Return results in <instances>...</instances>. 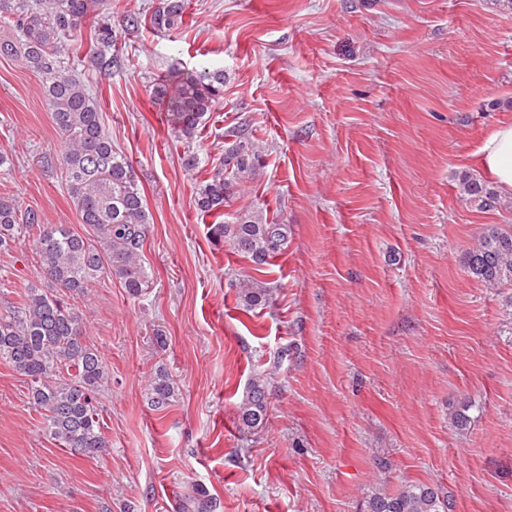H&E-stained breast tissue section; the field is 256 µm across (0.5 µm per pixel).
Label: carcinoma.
<instances>
[{"label": "carcinoma", "mask_w": 512, "mask_h": 512, "mask_svg": "<svg viewBox=\"0 0 512 512\" xmlns=\"http://www.w3.org/2000/svg\"><path fill=\"white\" fill-rule=\"evenodd\" d=\"M112 0H0V28L13 37L0 38V57H16L45 76V99L63 139L61 164L67 190L79 210V221L90 232L70 224H44L33 208H22L13 197H0V250L31 240L49 288L32 287L21 300L0 314V362L29 378L32 405L41 414L46 433L71 454L92 457L106 450L98 395L108 384L109 369L98 348L85 339L83 318L73 300L88 295L104 278L121 280L127 294L139 299L149 293L151 277L141 264L150 223L131 167L112 148L102 124L97 97L70 64L69 50L94 28L89 59L100 70L112 68ZM185 0H160L151 14L158 30L177 25ZM224 75L206 70L184 78L169 96L164 86L156 96L169 97L172 134L187 143L183 165L192 171L199 158L191 141L197 126L222 97ZM259 155L240 136L199 183L195 203L207 214L224 216L234 187L254 177ZM466 200L483 210L494 209L498 194L469 172L458 176ZM213 240L227 242L256 268L269 262L288 242V225L261 222L244 213L226 224L210 226ZM468 273L497 288L512 284V231L496 226L483 229L477 243L463 255ZM238 296L249 308L269 303L272 289L255 278L239 282ZM268 377L255 375L238 406V420L247 430L261 428L269 399ZM175 396L173 380L158 370L148 385L147 400L164 409ZM181 512H215L212 498L201 491L180 504ZM365 512H448V501L427 485H409L390 494L375 493Z\"/></svg>", "instance_id": "cac0c4a2"}]
</instances>
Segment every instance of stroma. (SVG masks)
I'll use <instances>...</instances> for the list:
<instances>
[{
    "instance_id": "obj_1",
    "label": "stroma",
    "mask_w": 512,
    "mask_h": 512,
    "mask_svg": "<svg viewBox=\"0 0 512 512\" xmlns=\"http://www.w3.org/2000/svg\"><path fill=\"white\" fill-rule=\"evenodd\" d=\"M158 3L112 0V70L74 60L150 215L149 294L113 278L76 302L109 367L110 446L58 447L27 377L0 363V512H179L197 489L216 512H365L409 484L437 488L450 512H512V286L463 264L484 227L512 230V195L482 210L458 187L512 117V0H186L167 31L149 23ZM203 65L223 71L224 93L190 171L152 90ZM44 82L0 57V196L74 225ZM240 131L260 167L224 219L288 227L260 269L216 244L195 204ZM251 275L272 288L268 307L240 302ZM46 285L32 245L0 254V312ZM160 369L176 399L156 411ZM259 372L267 421L247 431L238 405Z\"/></svg>"
}]
</instances>
